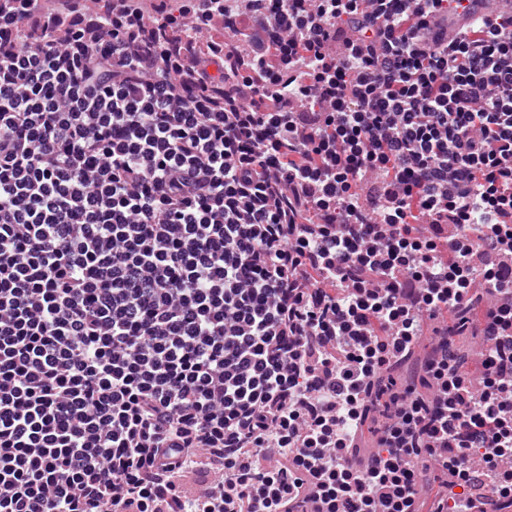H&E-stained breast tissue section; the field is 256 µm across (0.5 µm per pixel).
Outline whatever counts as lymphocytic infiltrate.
I'll list each match as a JSON object with an SVG mask.
<instances>
[{
  "mask_svg": "<svg viewBox=\"0 0 512 512\" xmlns=\"http://www.w3.org/2000/svg\"><path fill=\"white\" fill-rule=\"evenodd\" d=\"M503 506L512 10L0 0V512Z\"/></svg>",
  "mask_w": 512,
  "mask_h": 512,
  "instance_id": "f902f5d3",
  "label": "lymphocytic infiltrate"
}]
</instances>
